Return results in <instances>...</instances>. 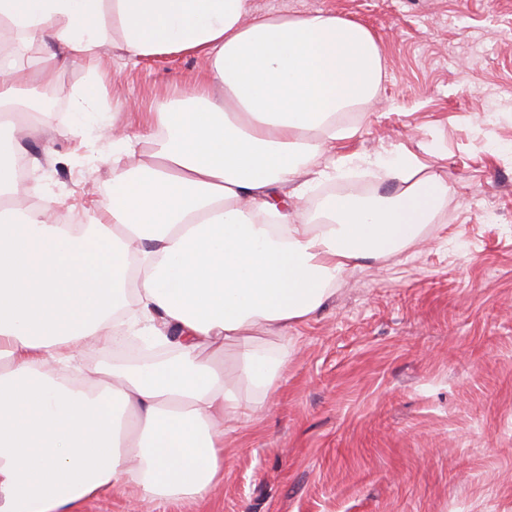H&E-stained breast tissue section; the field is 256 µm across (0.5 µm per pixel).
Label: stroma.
Instances as JSON below:
<instances>
[{
  "label": "stroma",
  "mask_w": 512,
  "mask_h": 512,
  "mask_svg": "<svg viewBox=\"0 0 512 512\" xmlns=\"http://www.w3.org/2000/svg\"><path fill=\"white\" fill-rule=\"evenodd\" d=\"M255 12L324 11L368 27L385 73L337 151L401 147L447 182L424 244L364 260L328 303L285 331L256 330L288 355L287 377L246 425L224 434V481L206 501L135 491L74 512H512V0H252ZM108 101L138 112L201 66L189 55L108 53ZM53 110L33 113V178L50 193L106 199L112 148H75L70 94L91 81L59 70ZM398 184L356 171L291 207L381 195Z\"/></svg>",
  "instance_id": "1"
}]
</instances>
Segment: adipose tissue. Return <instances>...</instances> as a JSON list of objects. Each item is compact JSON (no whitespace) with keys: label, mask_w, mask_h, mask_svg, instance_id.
<instances>
[{"label":"adipose tissue","mask_w":512,"mask_h":512,"mask_svg":"<svg viewBox=\"0 0 512 512\" xmlns=\"http://www.w3.org/2000/svg\"><path fill=\"white\" fill-rule=\"evenodd\" d=\"M35 46V68L0 70V512H72L120 486L150 500L202 501L224 480V426L250 419L288 358L255 340L323 308L364 259L419 240L448 185L416 155H340L357 126L342 114L373 101L381 46L364 25L322 11L255 13L250 0H0V24ZM131 59L195 56L188 104L164 98L137 125L104 106L103 48ZM83 62L73 135L110 137L126 157L84 223L59 224L64 200L19 181L25 90ZM152 147L148 157L139 144ZM353 168L401 183L392 197L334 195L304 217L302 195ZM127 336L172 345L143 365L57 376L89 344ZM235 349L242 397L204 359Z\"/></svg>","instance_id":"ef3b65f1"}]
</instances>
